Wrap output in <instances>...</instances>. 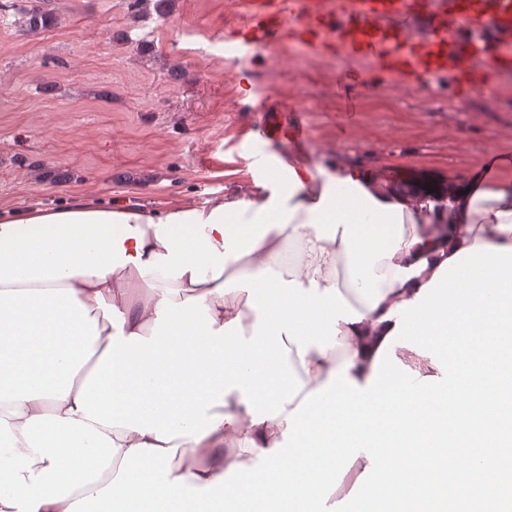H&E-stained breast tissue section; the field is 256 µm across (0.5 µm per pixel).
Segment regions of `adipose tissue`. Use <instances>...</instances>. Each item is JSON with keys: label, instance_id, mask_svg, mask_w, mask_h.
Returning <instances> with one entry per match:
<instances>
[{"label": "adipose tissue", "instance_id": "obj_1", "mask_svg": "<svg viewBox=\"0 0 512 512\" xmlns=\"http://www.w3.org/2000/svg\"><path fill=\"white\" fill-rule=\"evenodd\" d=\"M476 246L512 248V157L431 194L298 162L199 206L0 215V512H66L138 444L180 447L194 488L253 466L332 372L367 386L390 311Z\"/></svg>", "mask_w": 512, "mask_h": 512}]
</instances>
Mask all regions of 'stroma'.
<instances>
[{
    "instance_id": "1",
    "label": "stroma",
    "mask_w": 512,
    "mask_h": 512,
    "mask_svg": "<svg viewBox=\"0 0 512 512\" xmlns=\"http://www.w3.org/2000/svg\"><path fill=\"white\" fill-rule=\"evenodd\" d=\"M51 12L23 31L17 6ZM233 0H0V211L75 199L160 209L200 205L273 168L336 162L387 182L464 175L512 154V75L461 98L447 81L381 76L342 111L339 56L269 44L242 58L224 41ZM301 121L305 147L262 140L266 113Z\"/></svg>"
}]
</instances>
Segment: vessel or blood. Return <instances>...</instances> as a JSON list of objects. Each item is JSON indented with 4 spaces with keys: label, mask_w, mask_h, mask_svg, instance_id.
<instances>
[{
    "label": "vessel or blood",
    "mask_w": 512,
    "mask_h": 512,
    "mask_svg": "<svg viewBox=\"0 0 512 512\" xmlns=\"http://www.w3.org/2000/svg\"><path fill=\"white\" fill-rule=\"evenodd\" d=\"M239 24L224 40L247 53L280 42L345 60L415 86L452 81L459 96L491 92L512 70V0H234Z\"/></svg>",
    "instance_id": "obj_1"
}]
</instances>
